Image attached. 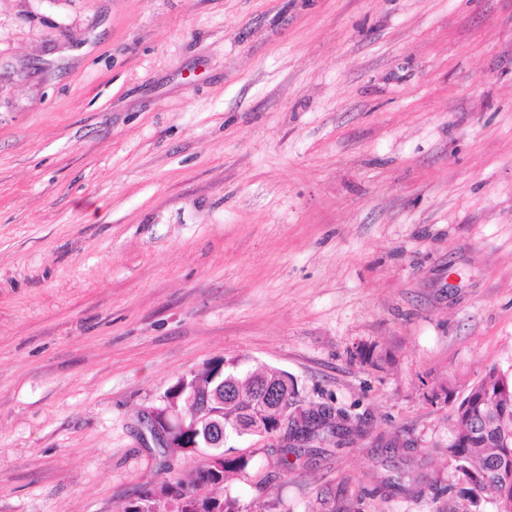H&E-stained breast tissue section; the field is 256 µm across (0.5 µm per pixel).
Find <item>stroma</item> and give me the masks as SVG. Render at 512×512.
<instances>
[{
    "mask_svg": "<svg viewBox=\"0 0 512 512\" xmlns=\"http://www.w3.org/2000/svg\"><path fill=\"white\" fill-rule=\"evenodd\" d=\"M218 361L364 431L234 440L240 512H466L441 450L512 375V0H0V512L193 482L145 419Z\"/></svg>",
    "mask_w": 512,
    "mask_h": 512,
    "instance_id": "1",
    "label": "stroma"
}]
</instances>
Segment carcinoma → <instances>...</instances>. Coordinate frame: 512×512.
I'll return each instance as SVG.
<instances>
[{
  "mask_svg": "<svg viewBox=\"0 0 512 512\" xmlns=\"http://www.w3.org/2000/svg\"><path fill=\"white\" fill-rule=\"evenodd\" d=\"M224 384V407L219 420L224 438L252 435L271 436L280 407H293L295 383L288 373L260 366L247 371L231 370L224 379H212L211 373L199 378L201 390L213 391ZM326 410L299 412L298 420L306 428L317 423V430L308 433V442H319L331 433L342 441L361 429L348 425L349 416L339 410L338 422L325 418ZM512 430V378L495 368L473 387L456 411V423L448 441V458L457 476V494L466 499L472 512H480L481 502L489 500L496 512H512V439L503 432ZM208 453L220 457L221 468L210 469L208 459L197 468L194 488L231 474L245 471L250 459L231 456L224 448H211Z\"/></svg>",
  "mask_w": 512,
  "mask_h": 512,
  "instance_id": "carcinoma-1",
  "label": "carcinoma"
}]
</instances>
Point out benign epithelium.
<instances>
[{"label": "benign epithelium", "mask_w": 512, "mask_h": 512, "mask_svg": "<svg viewBox=\"0 0 512 512\" xmlns=\"http://www.w3.org/2000/svg\"><path fill=\"white\" fill-rule=\"evenodd\" d=\"M187 395V402H192L200 395L195 381L183 377L163 396L160 406L149 414L148 428L158 445L166 448H184L198 456L202 449L213 444V438L219 437L217 429H212L214 436L201 439L198 421L189 417L185 407L178 404L182 395ZM148 498L165 501L171 509H186L188 512H219L216 505L221 499L214 496L195 494L186 497L181 494L176 484L170 481L154 482L148 487Z\"/></svg>", "instance_id": "obj_1"}]
</instances>
